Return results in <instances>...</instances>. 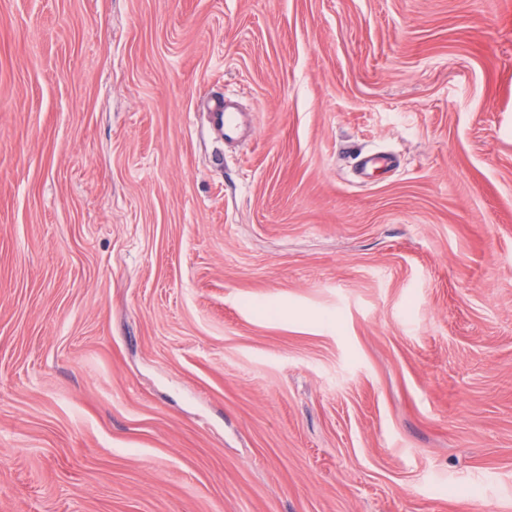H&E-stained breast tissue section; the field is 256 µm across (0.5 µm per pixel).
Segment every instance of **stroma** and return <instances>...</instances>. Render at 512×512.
Returning a JSON list of instances; mask_svg holds the SVG:
<instances>
[{
    "instance_id": "obj_1",
    "label": "stroma",
    "mask_w": 512,
    "mask_h": 512,
    "mask_svg": "<svg viewBox=\"0 0 512 512\" xmlns=\"http://www.w3.org/2000/svg\"><path fill=\"white\" fill-rule=\"evenodd\" d=\"M0 512H512V0H0ZM212 121L226 141H234L240 137L243 126V115L235 94L216 93L210 96L207 104Z\"/></svg>"
}]
</instances>
